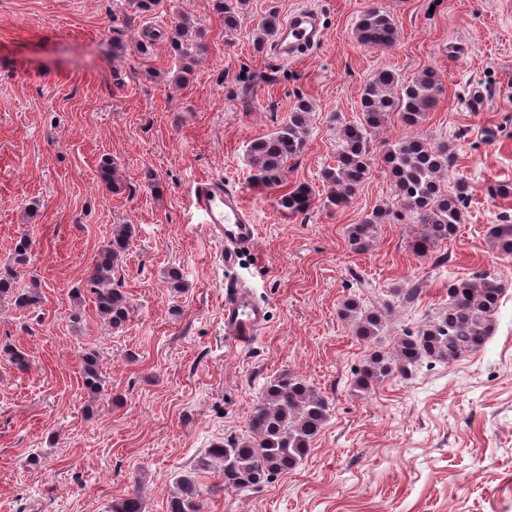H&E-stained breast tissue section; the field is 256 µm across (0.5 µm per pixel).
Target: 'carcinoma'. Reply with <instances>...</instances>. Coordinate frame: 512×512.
Here are the masks:
<instances>
[{"mask_svg":"<svg viewBox=\"0 0 512 512\" xmlns=\"http://www.w3.org/2000/svg\"><path fill=\"white\" fill-rule=\"evenodd\" d=\"M213 6L224 14V28L237 29L238 6L230 0H213ZM357 40L371 48L386 49L396 42L397 29L391 16L371 5L363 11L356 25ZM171 49L182 58L200 56L207 50L202 31H193L182 21L172 23L169 35ZM442 93L437 72L424 69L410 80H404L387 67L373 70L367 77L360 107L363 119L339 123L335 164L322 173L325 202L339 207L355 193L372 170L368 146L370 130L383 125L395 112L408 128L419 125ZM312 105L298 99L288 123L274 132L256 139L249 148L250 165L259 184L282 186L287 180L288 163L305 150L309 134ZM384 163L392 178L397 206L410 213L419 231L409 241L418 256L433 252L442 241L454 237L464 220V204L469 185L455 182L454 191L444 190L445 176L456 166L457 157L448 141L431 142L421 136L408 135L387 146ZM99 177L109 191L120 193L123 186L114 178L112 163L100 165ZM313 191L304 185L287 190L279 199L280 206L292 214L305 213L311 206ZM400 215L378 208L359 223L348 227L347 237L356 253L369 251L383 220ZM132 236V226L123 225L100 250L87 281L98 314L112 327L119 328L129 319V297L114 286L113 273L125 254ZM496 248L512 256V224H497L492 229ZM31 242L23 237L15 247L12 262L0 267V298L15 297L23 308L37 301L34 291L14 295L12 285L20 267L28 262ZM501 286L496 271L477 268L462 277L448 279V307L439 316L424 322L414 334L400 337L394 354L374 351L357 371L355 386L368 392L374 384L398 372L408 374L424 358L451 363L480 349L492 330V318L501 300ZM390 305L363 309L351 299L344 304V314L353 319L360 339L372 342L379 336ZM8 362L19 371L30 366L28 354L20 349H4ZM84 385L93 393L102 390L99 356L91 350L82 356ZM330 405L324 395L300 378L283 373L271 382L254 405L248 433L237 440L216 443L199 462L209 469L220 464L224 487L249 489L259 487L278 473L295 468L307 455L313 440L321 432L329 416ZM202 492L190 476L181 477L169 512H200ZM112 512H142L136 493L112 504Z\"/></svg>","mask_w":512,"mask_h":512,"instance_id":"cac0c4a2","label":"carcinoma"}]
</instances>
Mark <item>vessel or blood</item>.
<instances>
[{"label": "vessel or blood", "instance_id": "b4317fda", "mask_svg": "<svg viewBox=\"0 0 512 512\" xmlns=\"http://www.w3.org/2000/svg\"><path fill=\"white\" fill-rule=\"evenodd\" d=\"M320 15L310 9L290 13L278 39L271 47L274 55L293 59L305 54L323 38ZM193 213L199 223L222 246L219 258L225 269H234L244 250L253 248L257 226L240 196L217 181L201 179L190 190ZM267 311L252 290L237 281L224 285V342L232 347H250L266 324Z\"/></svg>", "mask_w": 512, "mask_h": 512}]
</instances>
